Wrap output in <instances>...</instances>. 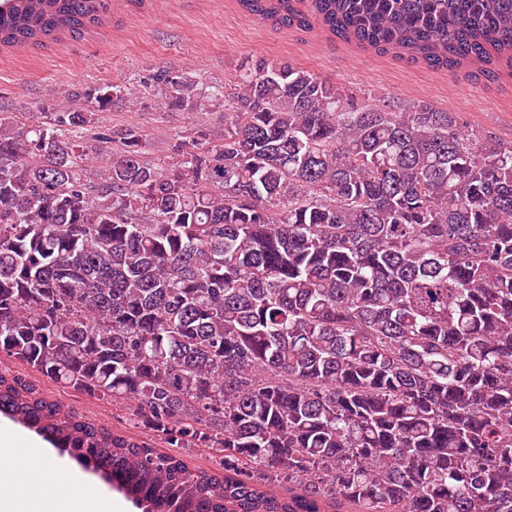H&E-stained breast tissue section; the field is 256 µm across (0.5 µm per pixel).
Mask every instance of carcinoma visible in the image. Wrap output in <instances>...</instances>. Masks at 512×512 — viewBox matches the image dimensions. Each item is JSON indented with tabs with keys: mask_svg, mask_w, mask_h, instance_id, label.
Wrapping results in <instances>:
<instances>
[{
	"mask_svg": "<svg viewBox=\"0 0 512 512\" xmlns=\"http://www.w3.org/2000/svg\"><path fill=\"white\" fill-rule=\"evenodd\" d=\"M274 24L495 80L512 0H239ZM112 0H0V47L100 28ZM175 161L84 107L0 135V355L128 410L171 448L0 373V413L140 512H512V144L260 59ZM133 436L137 439L147 441L151 443L155 448H157L160 452L164 453H174L179 452L184 461L191 468H201L205 470H216L218 469V463L215 458L212 457L210 453L202 448H190V450H183L179 448H166L165 444L162 443L157 437H154L150 432L143 429H130Z\"/></svg>",
	"mask_w": 512,
	"mask_h": 512,
	"instance_id": "1",
	"label": "carcinoma"
}]
</instances>
